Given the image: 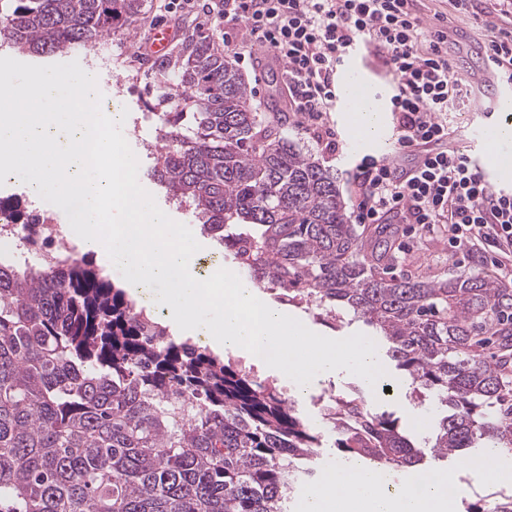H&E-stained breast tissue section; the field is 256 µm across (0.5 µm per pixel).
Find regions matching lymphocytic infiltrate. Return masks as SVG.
<instances>
[{
    "label": "lymphocytic infiltrate",
    "instance_id": "obj_1",
    "mask_svg": "<svg viewBox=\"0 0 512 512\" xmlns=\"http://www.w3.org/2000/svg\"><path fill=\"white\" fill-rule=\"evenodd\" d=\"M415 0H169V13L205 17L213 26H241L232 51L238 60L264 52L285 68L289 106L300 115L322 151H338L328 116L336 104V79L346 56L369 43L382 52L396 77L391 98L398 144H442L415 172L365 157L353 178L360 189L362 224L448 227V244L459 249L487 240L502 258L496 266L512 280V193L489 190L464 154L448 149V106L470 97L455 78L448 36L423 23ZM475 0H454L461 17L482 21L488 47L512 66V0H498L495 15L480 17Z\"/></svg>",
    "mask_w": 512,
    "mask_h": 512
}]
</instances>
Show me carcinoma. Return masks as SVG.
<instances>
[{
  "label": "carcinoma",
  "instance_id": "1",
  "mask_svg": "<svg viewBox=\"0 0 512 512\" xmlns=\"http://www.w3.org/2000/svg\"><path fill=\"white\" fill-rule=\"evenodd\" d=\"M143 0H0V44L45 59L131 25ZM163 116L150 176L279 300L375 328L387 356L445 407L430 454L360 393L319 399L343 456L432 471L466 450L512 449L502 366L476 353L512 336V286L463 271L387 277L349 223L337 177L264 123L250 86L200 31L154 64ZM180 132L166 141L167 130ZM76 257L0 264V512H288L321 431L230 359L158 327Z\"/></svg>",
  "mask_w": 512,
  "mask_h": 512
}]
</instances>
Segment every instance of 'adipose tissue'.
Instances as JSON below:
<instances>
[{"label":"adipose tissue","instance_id":"adipose-tissue-1","mask_svg":"<svg viewBox=\"0 0 512 512\" xmlns=\"http://www.w3.org/2000/svg\"><path fill=\"white\" fill-rule=\"evenodd\" d=\"M459 508L441 482L398 484L392 474L354 459L325 473L320 485L308 491L299 512H459Z\"/></svg>","mask_w":512,"mask_h":512}]
</instances>
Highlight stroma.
Returning a JSON list of instances; mask_svg holds the SVG:
<instances>
[{
	"label": "stroma",
	"instance_id": "35a3bbf8",
	"mask_svg": "<svg viewBox=\"0 0 512 512\" xmlns=\"http://www.w3.org/2000/svg\"><path fill=\"white\" fill-rule=\"evenodd\" d=\"M161 23L171 28L174 40H181L184 25L168 17L162 0H144L140 20L99 42L94 55L88 56L87 64L99 71L103 105L127 110L129 118L141 123L138 137L130 139L129 145L139 161L142 187L154 196L159 206L169 208L174 221L190 226L194 223L191 214L184 209L170 208L164 190L147 175L152 165L150 154L158 142L160 123L152 110L156 89L151 68L149 64L137 61L136 52L146 45L152 30ZM356 66L365 76L374 102L383 110H390L396 83L391 65L374 46L364 44L358 49ZM239 70L252 89L254 102L263 119L277 122L282 112L289 109L288 90L282 81L279 65L258 53L252 63L240 65ZM283 131L304 152L336 173L347 213L349 217H356L358 189L352 173L362 159L361 154L341 151L334 157L325 155L293 117L289 118ZM409 247V253L401 255L399 264H392L386 258L382 261L383 266H394V274L398 277L421 275L432 280L449 279L463 271L489 277L497 273L487 245L452 249L448 244V230L442 224L435 225L433 231L415 234L409 241ZM368 405L372 411L393 414L407 425L412 422V412L425 411L433 417L439 412V406L432 397L426 396L418 401L407 393L382 392L369 398Z\"/></svg>",
	"mask_w": 512,
	"mask_h": 512
}]
</instances>
